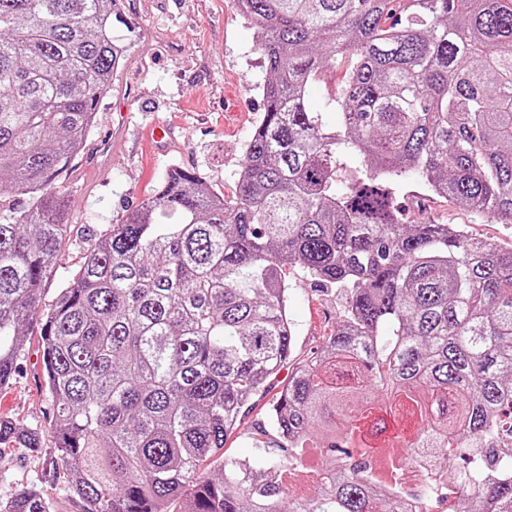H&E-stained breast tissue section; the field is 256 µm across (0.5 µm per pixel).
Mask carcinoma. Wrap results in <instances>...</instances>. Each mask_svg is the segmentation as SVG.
<instances>
[{"label": "carcinoma", "instance_id": "carcinoma-1", "mask_svg": "<svg viewBox=\"0 0 512 512\" xmlns=\"http://www.w3.org/2000/svg\"><path fill=\"white\" fill-rule=\"evenodd\" d=\"M113 2L0 0V190L26 199L0 205V385L38 323L54 447L2 417L0 445L50 453L81 512H429L455 460L448 512H512V250L409 224L394 195L416 173L512 223V0H235L268 77L231 194L173 169L45 314L58 178L124 57ZM346 58L332 128L306 100ZM286 264L347 289L344 318L270 403L279 456L226 459L291 356ZM400 440L426 475L411 498ZM313 452L314 493H288ZM0 512L51 505L32 488Z\"/></svg>", "mask_w": 512, "mask_h": 512}]
</instances>
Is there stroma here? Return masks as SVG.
I'll return each instance as SVG.
<instances>
[{"mask_svg": "<svg viewBox=\"0 0 512 512\" xmlns=\"http://www.w3.org/2000/svg\"><path fill=\"white\" fill-rule=\"evenodd\" d=\"M121 17L115 34L134 30L123 62L112 76L96 126L61 183L74 206L60 259L46 273L42 309L54 305L63 283L82 265L97 239L132 205L149 197L168 172L180 167L199 174L215 189L230 191L244 147L261 115L267 71L254 31L232 0H115ZM346 64L323 71L307 98L326 124L340 120L331 103L346 80ZM163 124L172 137L155 147L149 130ZM397 203L412 221L465 225L470 234L512 248V223L499 224L459 203L432 195L415 174L394 187ZM288 319L294 348L290 364L306 360L338 326L344 310L339 288L312 280L304 269L284 270ZM41 338L29 327L10 382L0 390V417L49 429L51 406L44 390ZM288 380L272 376L268 387L245 406L239 429L224 446L227 456H258L273 438L267 412ZM40 488L53 512H80L67 478L48 454L9 445L0 449V498Z\"/></svg>", "mask_w": 512, "mask_h": 512, "instance_id": "35a3bbf8", "label": "stroma"}]
</instances>
